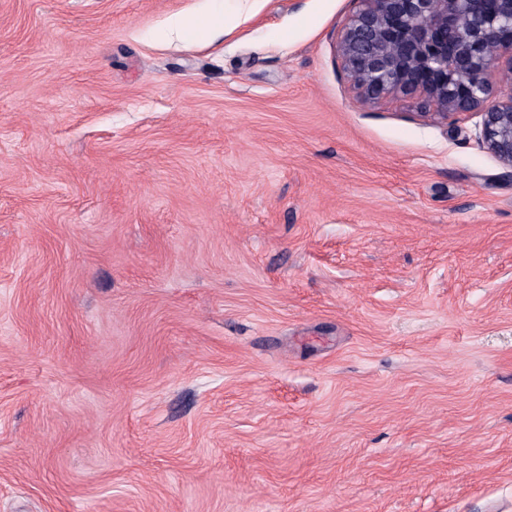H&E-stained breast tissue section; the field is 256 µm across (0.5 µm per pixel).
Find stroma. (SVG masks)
Masks as SVG:
<instances>
[{"label":"stroma","mask_w":512,"mask_h":512,"mask_svg":"<svg viewBox=\"0 0 512 512\" xmlns=\"http://www.w3.org/2000/svg\"><path fill=\"white\" fill-rule=\"evenodd\" d=\"M218 6L0 0V512H512V168Z\"/></svg>","instance_id":"obj_1"}]
</instances>
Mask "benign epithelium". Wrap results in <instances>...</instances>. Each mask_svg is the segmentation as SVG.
<instances>
[{"instance_id": "7a95c632", "label": "benign epithelium", "mask_w": 512, "mask_h": 512, "mask_svg": "<svg viewBox=\"0 0 512 512\" xmlns=\"http://www.w3.org/2000/svg\"><path fill=\"white\" fill-rule=\"evenodd\" d=\"M337 48L362 98L418 97L445 120L478 114L481 144L512 167V94L496 96L512 75V0H358Z\"/></svg>"}]
</instances>
